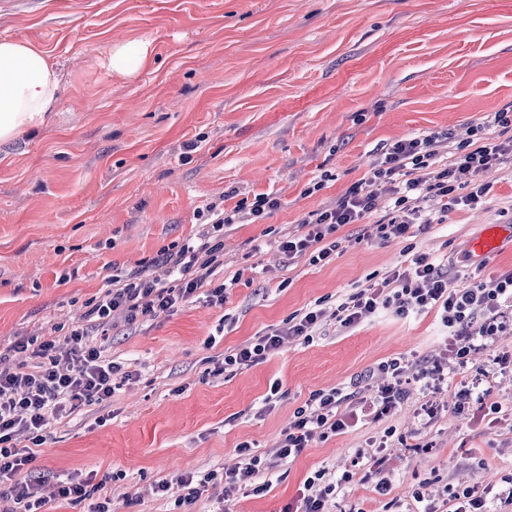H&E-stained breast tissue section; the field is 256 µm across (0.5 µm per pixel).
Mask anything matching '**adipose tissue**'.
I'll use <instances>...</instances> for the list:
<instances>
[{
	"label": "adipose tissue",
	"mask_w": 512,
	"mask_h": 512,
	"mask_svg": "<svg viewBox=\"0 0 512 512\" xmlns=\"http://www.w3.org/2000/svg\"><path fill=\"white\" fill-rule=\"evenodd\" d=\"M151 45L113 46L109 69L132 78L150 60ZM59 79L45 51L24 39L0 40V142L40 127L58 102Z\"/></svg>",
	"instance_id": "adipose-tissue-1"
}]
</instances>
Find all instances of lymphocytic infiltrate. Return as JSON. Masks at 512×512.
<instances>
[{
  "label": "lymphocytic infiltrate",
  "instance_id": "obj_1",
  "mask_svg": "<svg viewBox=\"0 0 512 512\" xmlns=\"http://www.w3.org/2000/svg\"><path fill=\"white\" fill-rule=\"evenodd\" d=\"M507 159L512 160V106L494 112L484 127L470 129L459 141L452 133L438 132L390 144L370 175L391 201L390 217L373 226L374 238H401L413 225L431 223L430 214L423 208L430 199L437 201L444 213L477 207L489 190L481 183V175ZM278 205L277 198L260 194L253 201H240L228 213L208 206V226L198 236L183 240L175 249L161 251L130 274L111 275L107 291L89 302V325H76L64 339L49 338L33 348L18 342L16 351H31L34 365L14 366L0 354V501L7 503L4 512H41L46 504L32 483L18 480L17 475L33 461L32 447L41 441L50 416L102 403L112 395V378L121 367L103 359L92 345L94 328H114L134 323L158 309H175L200 290L208 304L223 306L231 285L214 280L213 275L221 263L225 225L261 218ZM374 208L373 194L350 189L314 213L306 221L304 233L282 236L279 248L291 260L305 256L315 265L330 261L342 245L336 236L339 228L361 223ZM174 268L181 273L176 280L170 277ZM508 301L512 302L511 270L459 287L452 284L440 263L417 254L407 267L394 270L380 285L350 294L334 316L341 327L348 328L383 309H394L404 318L432 311L449 339L479 336L492 340L511 326L501 311ZM324 316V310L314 309L290 317L285 327L225 355V367L253 365L277 350L285 338L310 336ZM466 356V348L453 347L447 355L415 365L399 358L381 362L377 371L386 380L371 388L366 402L369 417L378 421L388 416L406 399V387L412 383L429 394L423 410L428 417H436L439 407L433 397L448 384L449 362L454 359L465 364ZM342 402L335 390L312 393L294 412L284 439L271 456L251 453L244 442L238 447L243 458L240 465L221 474L186 473L179 477V486L187 488L193 497L218 483L228 493L242 489L256 495L263 493L268 488L261 480L265 471L299 456L314 437L325 438L348 428L350 421L340 411ZM337 488L327 471H316L304 480L285 512H325Z\"/></svg>",
  "mask_w": 512,
  "mask_h": 512
}]
</instances>
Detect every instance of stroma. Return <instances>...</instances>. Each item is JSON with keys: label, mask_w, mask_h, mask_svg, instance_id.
Listing matches in <instances>:
<instances>
[{"label": "stroma", "mask_w": 512, "mask_h": 512, "mask_svg": "<svg viewBox=\"0 0 512 512\" xmlns=\"http://www.w3.org/2000/svg\"><path fill=\"white\" fill-rule=\"evenodd\" d=\"M2 38L41 47L60 91L41 128L0 142V351L81 323L106 277L196 236L207 205L280 202L225 225L217 277L242 281L223 306L193 297L95 334L131 378L108 401L50 419L25 468L48 512H91L104 499L112 512H177L179 476L236 465L243 442L266 455L313 392L338 389L360 405L368 390L357 375L444 348L431 313L389 309L339 327L345 294L415 254L447 259L457 285L512 269V247L483 264L468 256L484 225L512 224L510 160L483 174L490 190L477 208L443 215L426 201L432 224L405 237L370 240L365 224L345 225L343 251L325 265L278 250L282 235L364 182L383 146L460 135L512 104V0H38L0 11ZM134 40L150 42L149 64L131 79L112 74L111 48ZM193 139L198 149L186 151ZM325 172L332 181L313 190ZM316 306L326 317L311 339L225 370V354ZM469 346L434 420L410 386L389 417L314 439L271 470L267 492L212 487L188 512H282L323 468L343 481L328 512H420L416 493L437 500L448 486L501 484L512 475V365L494 359L512 354V332ZM475 377L469 410L457 413L454 395ZM379 454L392 470L382 495L367 477ZM70 476L96 485L93 498H54ZM162 481L171 490L154 493Z\"/></svg>", "instance_id": "stroma-1"}]
</instances>
